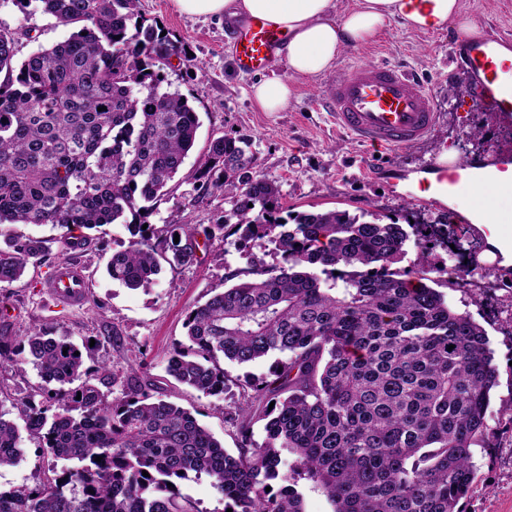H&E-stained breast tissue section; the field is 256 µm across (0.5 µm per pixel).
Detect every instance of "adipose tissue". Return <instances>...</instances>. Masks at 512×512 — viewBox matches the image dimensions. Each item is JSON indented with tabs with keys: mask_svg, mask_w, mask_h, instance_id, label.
Instances as JSON below:
<instances>
[{
	"mask_svg": "<svg viewBox=\"0 0 512 512\" xmlns=\"http://www.w3.org/2000/svg\"><path fill=\"white\" fill-rule=\"evenodd\" d=\"M178 12L192 16L237 19L262 18L282 34L280 53L290 73L257 80L256 107L263 112L285 109L296 94L295 81L314 78L333 69L345 50L375 40L392 22L417 30L452 27L466 40L481 38L484 30L466 15L460 0H173Z\"/></svg>",
	"mask_w": 512,
	"mask_h": 512,
	"instance_id": "obj_1",
	"label": "adipose tissue"
}]
</instances>
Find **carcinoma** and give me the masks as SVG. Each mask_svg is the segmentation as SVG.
<instances>
[{
    "mask_svg": "<svg viewBox=\"0 0 512 512\" xmlns=\"http://www.w3.org/2000/svg\"><path fill=\"white\" fill-rule=\"evenodd\" d=\"M17 2L75 32L16 66L14 34L0 29V224H123L130 238L106 271L130 289L150 284L162 259L196 263L218 232L244 250L273 245L279 263L228 275L232 285L187 314L186 339L165 367L228 400L234 453L160 386L140 383L135 368L124 377L91 369L65 337L39 330L17 344L0 329V362L31 364L46 383L13 407L52 459L38 487L0 491V512H198L178 487L190 473L207 477L232 512H304L290 485L301 476L333 512H458L497 369L485 330L427 284L443 272L434 225L407 231L339 209L289 213L283 224L279 187L256 171L250 141L224 136L211 141L197 177L199 189L234 199L224 223L146 224L200 127L155 69L167 37L143 23L129 34L139 0ZM411 239L415 266L404 271L396 264ZM44 250L23 234L0 248V291ZM275 354L286 359L257 379L233 383L221 366ZM117 383L121 395L103 391ZM23 453L18 425L0 409V468Z\"/></svg>",
    "mask_w": 512,
    "mask_h": 512,
    "instance_id": "cac0c4a2",
    "label": "carcinoma"
}]
</instances>
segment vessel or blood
<instances>
[{
	"instance_id": "obj_1",
	"label": "vessel or blood",
	"mask_w": 512,
	"mask_h": 512,
	"mask_svg": "<svg viewBox=\"0 0 512 512\" xmlns=\"http://www.w3.org/2000/svg\"><path fill=\"white\" fill-rule=\"evenodd\" d=\"M281 35L263 19L238 21L230 46L237 68L264 73L273 68ZM451 60L462 61L480 83L486 102L503 123H512V65L496 61L495 39L470 41L453 48ZM338 129L362 144L378 145L393 152L428 138L436 124L433 99L406 68L388 63L355 64L337 75L325 97ZM460 163H434L432 175L419 179L417 189L445 196L466 187L459 175ZM490 194L512 195V168L497 164L496 174L484 183ZM47 294L72 308L86 300L82 266L63 262L46 281Z\"/></svg>"
}]
</instances>
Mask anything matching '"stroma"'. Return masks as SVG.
I'll return each mask as SVG.
<instances>
[{"instance_id":"obj_1","label":"stroma","mask_w":512,"mask_h":512,"mask_svg":"<svg viewBox=\"0 0 512 512\" xmlns=\"http://www.w3.org/2000/svg\"><path fill=\"white\" fill-rule=\"evenodd\" d=\"M462 3L487 36L512 48V0ZM139 17L166 31L171 50L156 67L187 97L201 122L194 148L149 223L158 228L223 223L233 199L216 188L195 191L194 185L211 140L237 135L250 140L257 171L279 185L281 203L288 212L369 211L401 223L437 225L439 243L434 253L445 271L434 274L432 286L448 305L469 314L485 329L498 372L486 416L488 430L472 448L473 491L461 500L460 508L462 512H512V271L494 263L477 264L483 238L447 199L413 200L377 173L378 168L389 166L399 177L414 180L419 168L434 162L443 150L453 151L461 160H485L512 143V124L495 120L479 83L449 65V51L457 41L454 32L448 28L417 31L396 22L373 42L346 50L337 64L340 72L363 61L404 66L430 90L437 114L435 131L428 139L387 156L336 129L324 104L331 74L297 80L296 97L286 110L262 112L251 95L255 74L238 70L226 49L224 20L180 13L172 0H140ZM0 28L14 32L20 61L71 34L70 28L56 24L51 16L23 12L15 0H0ZM16 232L43 238L46 254L4 293L9 313L5 327L11 336L21 338L46 329L78 345L96 339V346L83 353L87 365L105 362L118 372L136 366L142 382L164 388L169 400L190 409L227 450H235L233 429L224 421V399L177 384L165 372L167 354L184 338L188 309L223 290L225 276L248 268L254 260L276 264L270 246L256 242L240 251L217 239L194 265L162 264L148 287L131 290L105 273L112 251L129 237L124 225L90 230L91 244L69 253L62 250L64 229L48 225H0V245ZM64 259L81 264L87 276L88 299L78 310L58 305L42 288ZM23 446V460L0 469L1 491L31 488L40 480L47 461L42 443L27 436Z\"/></svg>"}]
</instances>
